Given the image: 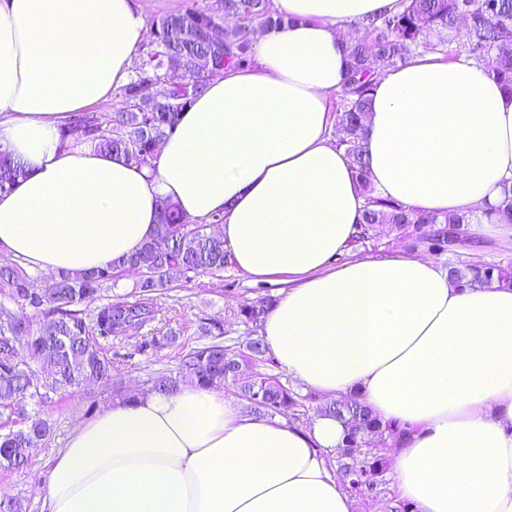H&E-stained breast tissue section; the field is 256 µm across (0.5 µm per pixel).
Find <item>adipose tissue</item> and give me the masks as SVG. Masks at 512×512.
Instances as JSON below:
<instances>
[{
	"instance_id": "adipose-tissue-1",
	"label": "adipose tissue",
	"mask_w": 512,
	"mask_h": 512,
	"mask_svg": "<svg viewBox=\"0 0 512 512\" xmlns=\"http://www.w3.org/2000/svg\"><path fill=\"white\" fill-rule=\"evenodd\" d=\"M396 2L274 0L288 27L210 80L149 167L62 136L148 42L135 0H0V143L24 168L0 195V252L92 270L153 239L160 200L198 223L223 214L237 267L287 278L259 331L269 355L403 428L388 456L414 512H512V284L463 285L424 254L345 257L363 198L329 136L348 63L336 26ZM364 126L377 195L512 240L488 213L512 184V96L483 66L398 64ZM346 433L325 414L299 427L245 413L216 389L153 391L79 424L43 499L48 512H352L331 462Z\"/></svg>"
}]
</instances>
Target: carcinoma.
<instances>
[{
	"mask_svg": "<svg viewBox=\"0 0 512 512\" xmlns=\"http://www.w3.org/2000/svg\"><path fill=\"white\" fill-rule=\"evenodd\" d=\"M245 17L262 30L281 28L288 19L276 13L272 0H192L185 10L152 22L149 43L135 58L127 82L119 87L122 108L112 113L81 112L67 124L64 136H74L105 153L137 164H151L157 144L171 136L179 115L194 98L167 100L166 69L188 67L187 77L200 95L207 82L227 67L251 64L255 29L228 27L224 19ZM463 28V45L484 64L488 74L512 91V0H399L397 8L362 23L359 36L346 42L348 71L336 107V147L351 159L360 194L365 199L360 229L354 239L364 243L380 225L403 237L412 251L426 249L437 255L451 250L448 236L464 220L459 216L427 215L375 195L363 153V119L377 80L407 59L436 53L450 43L449 35ZM24 175L20 164L0 148V193ZM496 215L512 222V186L502 187ZM161 232L138 252L105 268L91 271L61 270L36 286L16 260L0 263V292L18 306L19 313L0 321V469L23 467L26 449L46 441L52 427L29 409L51 392L81 388L99 378H112V358L102 339H122L154 319V297L181 280L216 275L232 264L221 236L205 225L189 221L175 203L160 202ZM136 276L135 298L117 297L93 309L87 319L84 306L101 298L104 285L119 275ZM449 276L474 286L512 283V266L474 261L448 263ZM274 303L270 297L246 301L237 311L248 328L247 352L224 344V324L201 321L199 335L210 341L188 350L180 370L191 383L218 388L237 382L241 367L274 364L258 336L261 322ZM246 409L252 414L292 415L298 395L275 376L256 372L240 385ZM324 413L347 426V438L338 453L351 459L344 464L350 488L360 494L376 491L382 459L368 451L353 461L358 435L384 433L371 408L357 397L339 401Z\"/></svg>",
	"mask_w": 512,
	"mask_h": 512,
	"instance_id": "carcinoma-1",
	"label": "carcinoma"
}]
</instances>
